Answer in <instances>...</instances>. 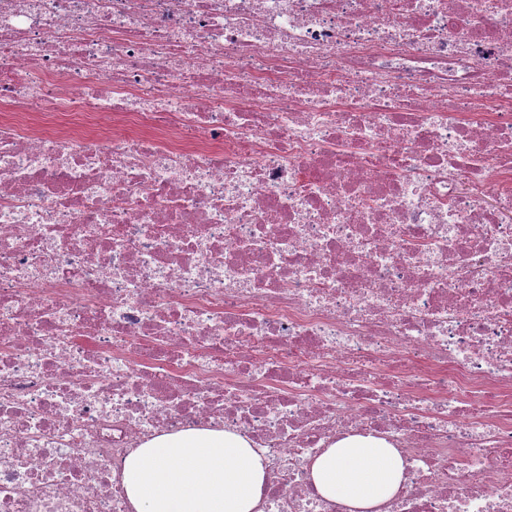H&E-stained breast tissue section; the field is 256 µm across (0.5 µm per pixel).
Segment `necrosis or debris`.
<instances>
[{"mask_svg":"<svg viewBox=\"0 0 512 512\" xmlns=\"http://www.w3.org/2000/svg\"><path fill=\"white\" fill-rule=\"evenodd\" d=\"M224 425L263 512L353 433L512 512V0H0V512Z\"/></svg>","mask_w":512,"mask_h":512,"instance_id":"necrosis-or-debris-1","label":"necrosis or debris"}]
</instances>
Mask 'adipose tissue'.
Listing matches in <instances>:
<instances>
[{
    "label": "adipose tissue",
    "mask_w": 512,
    "mask_h": 512,
    "mask_svg": "<svg viewBox=\"0 0 512 512\" xmlns=\"http://www.w3.org/2000/svg\"><path fill=\"white\" fill-rule=\"evenodd\" d=\"M410 463L392 443L349 434L308 466L319 496L351 512H378ZM270 463L231 428L188 427L155 435L126 458L123 486L134 512H260Z\"/></svg>",
    "instance_id": "adipose-tissue-1"
}]
</instances>
